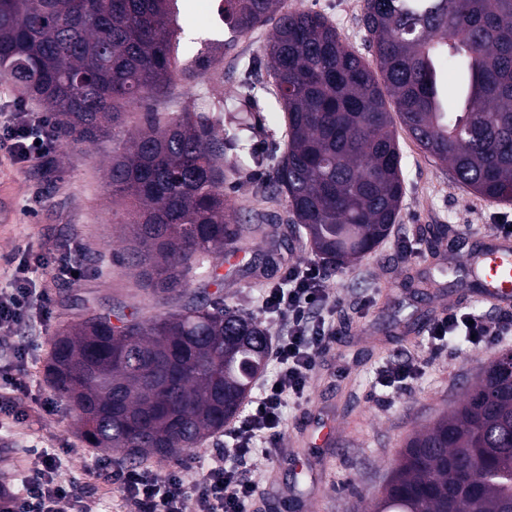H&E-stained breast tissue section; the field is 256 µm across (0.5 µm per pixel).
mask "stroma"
Masks as SVG:
<instances>
[{
    "instance_id": "obj_1",
    "label": "stroma",
    "mask_w": 512,
    "mask_h": 512,
    "mask_svg": "<svg viewBox=\"0 0 512 512\" xmlns=\"http://www.w3.org/2000/svg\"><path fill=\"white\" fill-rule=\"evenodd\" d=\"M216 0H179L182 42L214 65L193 81L175 80L165 95L149 99L148 112H210L220 99L231 100L249 63L262 59L271 34L265 25L232 37L213 13ZM288 9L313 10L326 16L340 36L364 58L372 53L360 17L363 0H286ZM275 89L260 91L262 111L253 120L263 128L254 140L258 151H283V118L275 108ZM405 178V196L390 236L376 250L347 270L327 278L336 305L331 312L338 334L320 355L303 403L284 410L279 457L255 454L243 468L244 478L258 485L249 512H308L320 503L324 512H366L370 497L382 490L406 438L457 403L504 347L474 346L452 338L431 351L425 331L438 310L465 307L494 322L499 308L480 301L475 283L447 274L441 294L418 297L400 289L407 272H425L421 257L409 255L421 228L445 224L458 235L462 250L475 246L476 234L489 231L497 216H512V202L474 195L455 184L446 166L427 158L405 130L397 132ZM111 141L96 145L60 146L51 164L34 161L14 165L0 160V289L9 287L20 265L34 267L37 288L52 302V312L32 331L16 336L28 344L31 386L15 400L29 412L26 423L0 431V482L13 481L26 463L25 448L65 450L66 476L83 478L91 458L67 403L57 398L46 376L51 340L62 322L77 319L85 300L103 304L138 305L156 313L154 300L113 254L110 235L124 219L113 205L103 180L102 162ZM277 227L272 242L259 252L241 253L229 266L222 287H209L224 305L261 318L269 336L280 323L264 318L259 300L265 289L281 283L289 266L312 261L299 249L287 224V202L278 199L266 211ZM71 254L82 268L79 279L56 276L50 255ZM423 326L415 343L394 338L393 321ZM410 361L420 372L404 390L381 399L377 383L383 367ZM53 399V412L41 404ZM331 423L335 438L315 447L316 426Z\"/></svg>"
}]
</instances>
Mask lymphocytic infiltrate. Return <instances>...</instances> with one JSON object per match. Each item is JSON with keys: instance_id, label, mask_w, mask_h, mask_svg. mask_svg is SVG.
I'll use <instances>...</instances> for the list:
<instances>
[{"instance_id": "obj_1", "label": "lymphocytic infiltrate", "mask_w": 512, "mask_h": 512, "mask_svg": "<svg viewBox=\"0 0 512 512\" xmlns=\"http://www.w3.org/2000/svg\"><path fill=\"white\" fill-rule=\"evenodd\" d=\"M57 145L56 128L46 114L28 111L18 103L0 120V156L10 162L46 158ZM332 305L325 277L313 263L289 267L285 286L269 290L262 302L263 313L285 317L288 322L286 332L276 336L271 347L278 371L262 381L244 416L225 430L232 446L218 449L207 468L172 470L160 477L137 468L116 469L101 459L89 469V479L116 485L128 512H186L190 501L196 512H246L256 486L241 478L239 468L255 449L267 455L277 449L284 408L306 397L317 358L336 337L333 322L325 317ZM50 312L48 295L35 288L26 268H16L10 287L0 289V335L5 338L0 344V390L28 389L29 349L13 343L12 338L45 321ZM430 336L437 347L452 336L473 338L478 345L512 338V315L489 322L451 308L434 322ZM28 454L30 462L18 483H0V512H96V502L82 485L65 476L56 454L41 448L29 449ZM230 456L236 458V466H227Z\"/></svg>"}]
</instances>
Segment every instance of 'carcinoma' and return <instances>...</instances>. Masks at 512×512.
<instances>
[{"mask_svg":"<svg viewBox=\"0 0 512 512\" xmlns=\"http://www.w3.org/2000/svg\"><path fill=\"white\" fill-rule=\"evenodd\" d=\"M177 0H0V77L46 106L61 140L94 145L126 126L127 109L169 89L179 41ZM237 36L272 21L260 65L248 67L234 101L258 107V85L275 86L286 149L273 156L259 201L283 195L287 223L336 271L378 247L405 194L401 154L386 98L404 130L459 185L512 200V0H364L360 23L376 68L349 49L315 11L284 0H224ZM207 56L187 58L185 80L205 75ZM454 73L448 90L447 72ZM214 114L145 112L112 151L108 191L130 202L113 241L122 264L157 302L180 309L150 317L89 308L52 337L48 379L75 413L85 441L130 460L172 458L224 431L266 363L268 337L251 314L192 290L210 285L227 254L261 249L263 224L240 223L224 182L242 170L225 152L262 160L249 147L254 124L231 132ZM428 237L431 264L444 268ZM423 295L429 274L403 281ZM117 322H112V319ZM503 353L459 405L414 433L370 512H512V360ZM474 466L470 482L458 462Z\"/></svg>","mask_w":512,"mask_h":512,"instance_id":"carcinoma-1","label":"carcinoma"}]
</instances>
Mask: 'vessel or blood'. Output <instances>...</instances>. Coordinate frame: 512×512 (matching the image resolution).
<instances>
[{"label": "vessel or blood", "mask_w": 512, "mask_h": 512, "mask_svg": "<svg viewBox=\"0 0 512 512\" xmlns=\"http://www.w3.org/2000/svg\"><path fill=\"white\" fill-rule=\"evenodd\" d=\"M489 248L466 254L464 264L483 284L482 300L498 306L512 304V238L495 234Z\"/></svg>", "instance_id": "vessel-or-blood-1"}]
</instances>
